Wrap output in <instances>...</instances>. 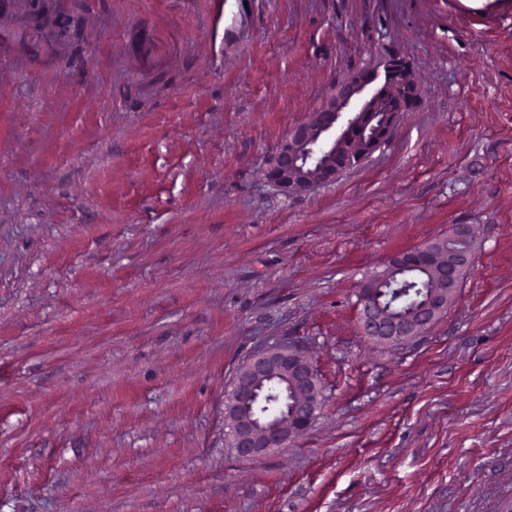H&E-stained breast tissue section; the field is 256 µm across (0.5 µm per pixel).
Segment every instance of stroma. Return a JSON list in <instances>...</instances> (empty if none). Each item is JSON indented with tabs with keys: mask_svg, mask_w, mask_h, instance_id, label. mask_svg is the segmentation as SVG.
<instances>
[{
	"mask_svg": "<svg viewBox=\"0 0 512 512\" xmlns=\"http://www.w3.org/2000/svg\"><path fill=\"white\" fill-rule=\"evenodd\" d=\"M391 51V142L270 186ZM456 224L447 314L362 336L363 274ZM288 336L324 406L240 459L224 391ZM0 512H512V0H0ZM383 89L391 103L380 111L375 100ZM421 99L410 64L395 52L351 71L310 120L288 129L267 170V181L285 193H307L335 182L355 166L351 152H358V165L362 164L388 142L408 104L415 108ZM366 112L388 113L380 126L368 128L360 118ZM319 151L324 155L308 166Z\"/></svg>",
	"mask_w": 512,
	"mask_h": 512,
	"instance_id": "1",
	"label": "stroma"
}]
</instances>
